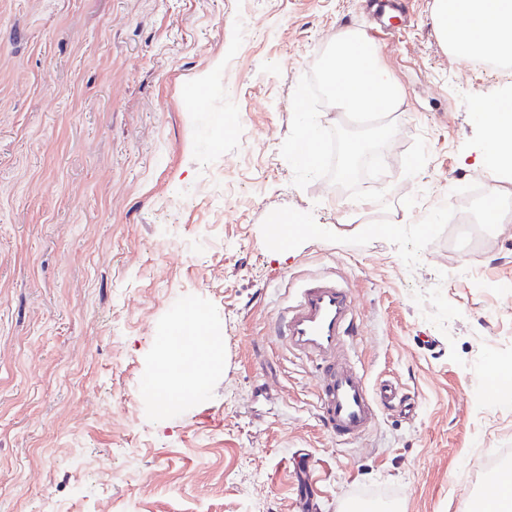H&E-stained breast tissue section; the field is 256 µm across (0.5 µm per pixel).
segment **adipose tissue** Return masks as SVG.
I'll use <instances>...</instances> for the list:
<instances>
[{
	"instance_id": "1",
	"label": "adipose tissue",
	"mask_w": 512,
	"mask_h": 512,
	"mask_svg": "<svg viewBox=\"0 0 512 512\" xmlns=\"http://www.w3.org/2000/svg\"><path fill=\"white\" fill-rule=\"evenodd\" d=\"M433 20L452 56L512 57V0H434ZM507 105V100H499L483 114L485 152L496 181L512 176V156L500 155L502 147H512V118L506 115ZM207 320V314L200 312L189 313L184 319L185 325L203 326V337L161 336L163 371L157 387L149 393L158 416H168L188 394L200 391L217 364L221 341Z\"/></svg>"
}]
</instances>
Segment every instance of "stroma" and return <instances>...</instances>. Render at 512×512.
Returning <instances> with one entry per match:
<instances>
[{"mask_svg": "<svg viewBox=\"0 0 512 512\" xmlns=\"http://www.w3.org/2000/svg\"><path fill=\"white\" fill-rule=\"evenodd\" d=\"M368 0H0V512H315L348 498L397 512H472L512 449V401L486 375L512 355V226L448 225L407 268L396 247L310 240L280 258L261 224L312 213L342 236L413 223L483 184L482 112L512 68L474 79L433 0H402L379 43L404 95L385 190L305 188L280 148L292 96L327 40L369 31ZM334 271L362 334L349 352L380 410L344 444L318 416L315 365L270 326L307 276ZM222 341L207 386L167 417L144 392L159 338L189 309Z\"/></svg>", "mask_w": 512, "mask_h": 512, "instance_id": "stroma-1", "label": "stroma"}]
</instances>
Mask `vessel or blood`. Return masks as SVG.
Wrapping results in <instances>:
<instances>
[{
    "instance_id": "obj_1",
    "label": "vessel or blood",
    "mask_w": 512,
    "mask_h": 512,
    "mask_svg": "<svg viewBox=\"0 0 512 512\" xmlns=\"http://www.w3.org/2000/svg\"><path fill=\"white\" fill-rule=\"evenodd\" d=\"M359 334L350 289L334 273L314 276L277 315L273 335L289 352L315 360L320 418L337 441L349 443L375 425L380 407L402 406L398 389H371L348 346Z\"/></svg>"
}]
</instances>
